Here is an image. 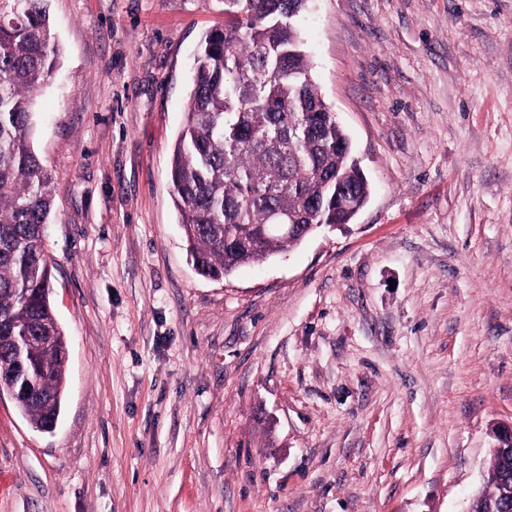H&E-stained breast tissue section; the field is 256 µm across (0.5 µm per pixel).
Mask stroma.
<instances>
[{
	"instance_id": "35a3bbf8",
	"label": "stroma",
	"mask_w": 512,
	"mask_h": 512,
	"mask_svg": "<svg viewBox=\"0 0 512 512\" xmlns=\"http://www.w3.org/2000/svg\"><path fill=\"white\" fill-rule=\"evenodd\" d=\"M48 8L66 391L49 432L0 392V512H465L512 424V0H309L369 200L219 280L168 172L224 0Z\"/></svg>"
}]
</instances>
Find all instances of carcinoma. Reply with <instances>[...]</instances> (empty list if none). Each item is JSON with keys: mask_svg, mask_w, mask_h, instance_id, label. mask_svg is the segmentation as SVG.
I'll return each instance as SVG.
<instances>
[{"mask_svg": "<svg viewBox=\"0 0 512 512\" xmlns=\"http://www.w3.org/2000/svg\"><path fill=\"white\" fill-rule=\"evenodd\" d=\"M306 0H227L224 26L202 37L185 122L170 161L172 199L197 273L225 278L347 224L369 197L348 136L316 85L295 18ZM58 45L48 0H0V336L50 340L18 365L0 344L7 385L24 374L34 393L15 398L32 427L56 425L66 386L65 335L50 302L43 239L52 177L35 152V92L53 77ZM277 212L301 225L262 234ZM475 512H512V450H495Z\"/></svg>", "mask_w": 512, "mask_h": 512, "instance_id": "obj_1", "label": "carcinoma"}]
</instances>
